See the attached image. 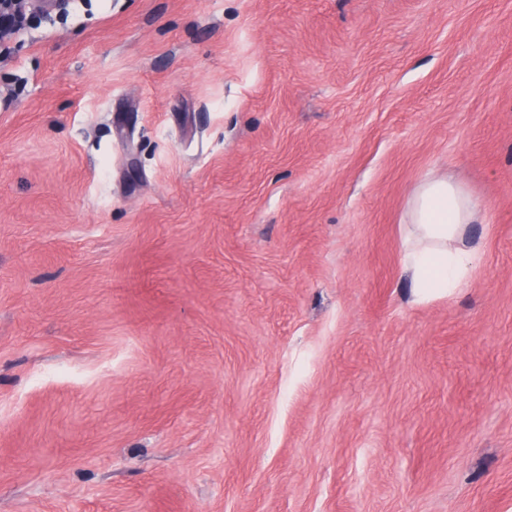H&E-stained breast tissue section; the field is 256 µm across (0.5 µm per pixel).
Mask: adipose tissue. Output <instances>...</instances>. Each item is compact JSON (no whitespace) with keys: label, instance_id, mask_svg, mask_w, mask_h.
Instances as JSON below:
<instances>
[{"label":"adipose tissue","instance_id":"ef3b65f1","mask_svg":"<svg viewBox=\"0 0 512 512\" xmlns=\"http://www.w3.org/2000/svg\"><path fill=\"white\" fill-rule=\"evenodd\" d=\"M477 219L469 191L447 176H430L408 204L411 226L403 267L415 295H452L470 275L478 242L465 236Z\"/></svg>","mask_w":512,"mask_h":512}]
</instances>
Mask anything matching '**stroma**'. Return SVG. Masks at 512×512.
Here are the masks:
<instances>
[{
    "mask_svg": "<svg viewBox=\"0 0 512 512\" xmlns=\"http://www.w3.org/2000/svg\"><path fill=\"white\" fill-rule=\"evenodd\" d=\"M481 250L413 295L409 199ZM0 512H512V0H73L0 57ZM477 207L469 191L448 176H430L408 204L410 235L403 267L419 297L450 296L470 275L479 242L465 236Z\"/></svg>",
    "mask_w": 512,
    "mask_h": 512,
    "instance_id": "stroma-1",
    "label": "stroma"
}]
</instances>
